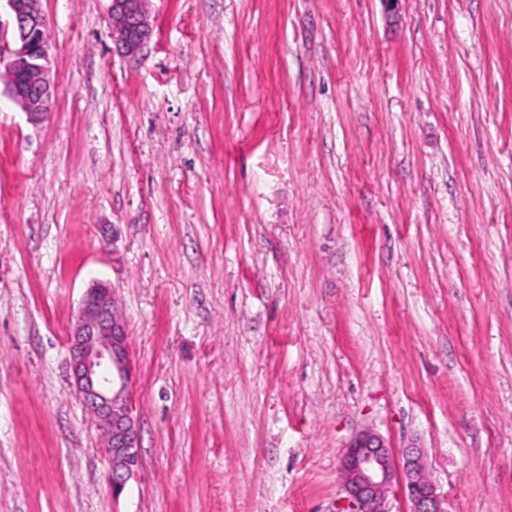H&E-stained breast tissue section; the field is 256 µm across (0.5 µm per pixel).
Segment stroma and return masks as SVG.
I'll return each mask as SVG.
<instances>
[{"mask_svg":"<svg viewBox=\"0 0 512 512\" xmlns=\"http://www.w3.org/2000/svg\"><path fill=\"white\" fill-rule=\"evenodd\" d=\"M108 6L41 0L46 122L0 80V512H336L365 430L512 512V0H149L135 57ZM96 282L118 496L69 364ZM69 353L77 390L110 461L112 492L119 493L140 460L128 334L112 286L98 283L87 290L70 336Z\"/></svg>","mask_w":512,"mask_h":512,"instance_id":"1","label":"stroma"}]
</instances>
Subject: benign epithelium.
<instances>
[{
  "label": "benign epithelium",
  "mask_w": 512,
  "mask_h": 512,
  "mask_svg": "<svg viewBox=\"0 0 512 512\" xmlns=\"http://www.w3.org/2000/svg\"><path fill=\"white\" fill-rule=\"evenodd\" d=\"M5 2L9 21L0 22V64L10 76L7 94L37 124L51 115L53 104L46 17L40 0ZM108 17L120 50L127 56L138 54L151 35L146 0H110ZM69 353L77 390L110 461L112 492L119 493L140 460L128 334L111 286L98 283L87 290ZM339 474L344 496L338 512H388L387 494L396 482L409 512H447L420 453L409 451L399 460L377 434L365 432L350 440Z\"/></svg>",
  "instance_id": "1"
}]
</instances>
